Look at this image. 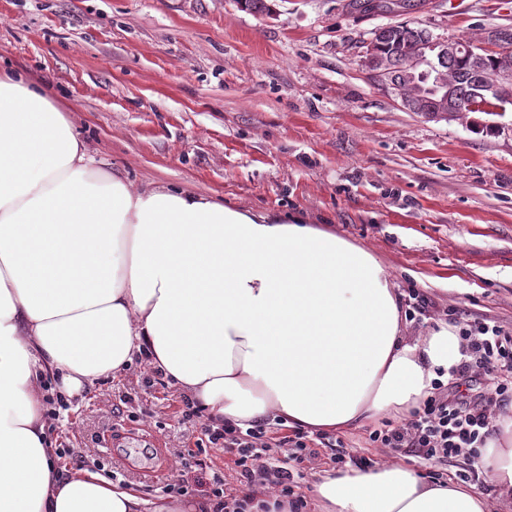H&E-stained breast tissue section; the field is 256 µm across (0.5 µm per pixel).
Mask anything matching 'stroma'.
Returning <instances> with one entry per match:
<instances>
[{"instance_id": "obj_1", "label": "stroma", "mask_w": 512, "mask_h": 512, "mask_svg": "<svg viewBox=\"0 0 512 512\" xmlns=\"http://www.w3.org/2000/svg\"><path fill=\"white\" fill-rule=\"evenodd\" d=\"M348 0H0V57L46 84L99 168L244 209L298 214L369 246L396 289L512 329V134L405 111L361 66L390 22L448 38L512 30V0H433L363 14ZM139 364L72 397L49 436L87 469L153 499L230 459L181 420Z\"/></svg>"}]
</instances>
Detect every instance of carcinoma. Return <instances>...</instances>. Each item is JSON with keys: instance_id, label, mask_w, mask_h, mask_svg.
Segmentation results:
<instances>
[{"instance_id": "cac0c4a2", "label": "carcinoma", "mask_w": 512, "mask_h": 512, "mask_svg": "<svg viewBox=\"0 0 512 512\" xmlns=\"http://www.w3.org/2000/svg\"><path fill=\"white\" fill-rule=\"evenodd\" d=\"M432 36V31L409 21L389 23L370 32L376 42V57L382 70L377 84L394 86L398 96L408 103L410 111L422 116L427 111L448 109V101L438 90L410 76L411 51ZM436 64L452 86L454 118H466L471 114L468 104L480 85L492 79L502 66L512 67V50L503 55L487 56L478 67L474 66L471 57L459 52L443 53L436 58Z\"/></svg>"}]
</instances>
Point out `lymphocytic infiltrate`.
Segmentation results:
<instances>
[{"label":"lymphocytic infiltrate","mask_w":512,"mask_h":512,"mask_svg":"<svg viewBox=\"0 0 512 512\" xmlns=\"http://www.w3.org/2000/svg\"><path fill=\"white\" fill-rule=\"evenodd\" d=\"M455 325L463 359L449 381L435 382L431 395L410 418L397 424L382 422L368 439L394 453L408 450L429 466L466 458L469 465L461 481L483 483L487 474L479 464V450L494 434L499 412L512 404V331L486 319L460 317ZM182 418L199 428L208 443L234 465L235 487H228L217 470L208 480L214 512H247L269 488L287 503L288 512H307L308 502L297 484L304 469L317 463L322 446L333 449L330 462L335 469L350 462L361 469L374 465L367 457L351 458L341 437L317 430L296 427L289 433L273 432L263 422L245 429L231 422L217 426L203 420L191 404L183 408Z\"/></svg>","instance_id":"lymphocytic-infiltrate-1"}]
</instances>
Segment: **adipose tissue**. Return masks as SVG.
I'll use <instances>...</instances> for the list:
<instances>
[{
  "label": "adipose tissue",
  "instance_id": "ef3b65f1",
  "mask_svg": "<svg viewBox=\"0 0 512 512\" xmlns=\"http://www.w3.org/2000/svg\"><path fill=\"white\" fill-rule=\"evenodd\" d=\"M388 267L297 215L102 173L29 76L0 68V512H212L60 468L39 381L61 397L140 353L209 421L311 430L405 416L462 359L453 326L408 337ZM489 501L391 459L312 483L318 512L512 508V411L482 453Z\"/></svg>",
  "mask_w": 512,
  "mask_h": 512
}]
</instances>
